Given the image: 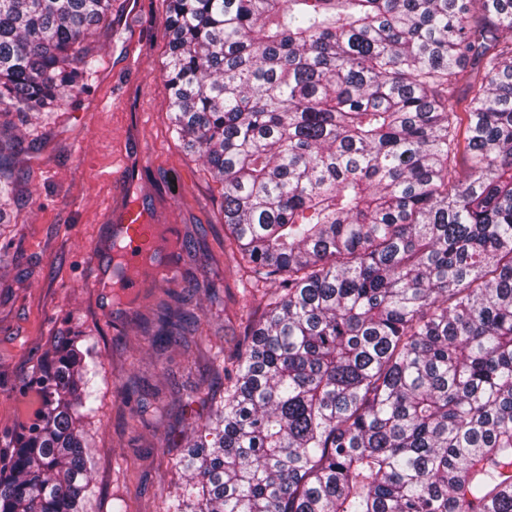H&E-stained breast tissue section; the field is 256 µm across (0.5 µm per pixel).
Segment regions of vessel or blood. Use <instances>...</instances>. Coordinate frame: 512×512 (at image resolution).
I'll return each instance as SVG.
<instances>
[{"mask_svg": "<svg viewBox=\"0 0 512 512\" xmlns=\"http://www.w3.org/2000/svg\"><path fill=\"white\" fill-rule=\"evenodd\" d=\"M114 245L123 260L125 275L121 288L128 294H136L142 286V274L157 234V225L151 224L147 213L138 204L125 207L116 226Z\"/></svg>", "mask_w": 512, "mask_h": 512, "instance_id": "vessel-or-blood-1", "label": "vessel or blood"}]
</instances>
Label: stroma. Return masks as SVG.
Wrapping results in <instances>:
<instances>
[{"instance_id": "35a3bbf8", "label": "stroma", "mask_w": 512, "mask_h": 512, "mask_svg": "<svg viewBox=\"0 0 512 512\" xmlns=\"http://www.w3.org/2000/svg\"><path fill=\"white\" fill-rule=\"evenodd\" d=\"M165 12L166 0H116L82 45L96 72L60 112L18 123V219L0 223V452L40 406L31 383L45 358L70 341L90 368L87 512H164L187 479L176 462L209 415L201 396L227 385L214 350L236 354L248 312L264 305L224 250L220 183L172 129ZM131 200L170 225L155 263L176 277L132 297L117 287L106 221ZM166 308L185 323L159 344Z\"/></svg>"}]
</instances>
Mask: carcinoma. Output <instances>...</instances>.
I'll return each mask as SVG.
<instances>
[{"label":"carcinoma","mask_w":512,"mask_h":512,"mask_svg":"<svg viewBox=\"0 0 512 512\" xmlns=\"http://www.w3.org/2000/svg\"><path fill=\"white\" fill-rule=\"evenodd\" d=\"M112 0H0V219ZM174 131L275 285L165 512H512V0H168ZM464 81V113L453 97ZM63 342L0 512H84Z\"/></svg>","instance_id":"cac0c4a2"}]
</instances>
